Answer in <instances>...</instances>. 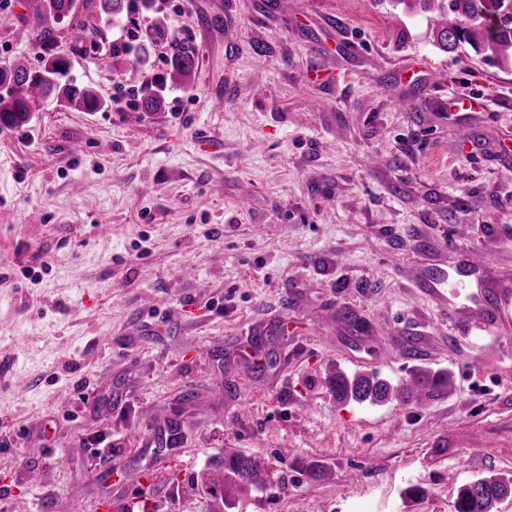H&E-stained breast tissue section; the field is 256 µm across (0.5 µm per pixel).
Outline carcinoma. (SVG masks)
<instances>
[{"label": "carcinoma", "mask_w": 512, "mask_h": 512, "mask_svg": "<svg viewBox=\"0 0 512 512\" xmlns=\"http://www.w3.org/2000/svg\"><path fill=\"white\" fill-rule=\"evenodd\" d=\"M418 5L423 11L436 10L448 21L435 29V45L454 53L468 45L486 58L512 65V5L507 0H397ZM36 24L32 36L47 48L55 42L54 25L71 18L80 10L78 0H29ZM95 11L100 21L122 23L131 32L128 44L112 47L111 62H124L139 71L152 66V50L170 41L172 34L166 23L165 8L158 0H96ZM151 13L154 20L140 26V15ZM193 47L175 45L166 60L165 74L135 103L133 111L154 113L161 109L168 84L190 76L196 65ZM71 62L48 51L39 71L18 62L0 64V127L19 128L30 124L40 101L53 97L70 108L95 112L104 107L97 95L75 84L70 76ZM448 376L440 373H416L398 385L377 373L352 377L338 372L329 381L336 401L351 400L372 404L396 401L418 405L425 399L447 393ZM263 458L243 453L224 455V468L208 472L201 478L204 492L228 507L239 495L264 487L268 481ZM512 497V475L478 477L461 486L454 502V512H495L496 505Z\"/></svg>", "instance_id": "carcinoma-1"}]
</instances>
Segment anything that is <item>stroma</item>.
Here are the masks:
<instances>
[{"label":"stroma","mask_w":512,"mask_h":512,"mask_svg":"<svg viewBox=\"0 0 512 512\" xmlns=\"http://www.w3.org/2000/svg\"><path fill=\"white\" fill-rule=\"evenodd\" d=\"M167 14L199 61L162 111L136 117L143 73L97 64L121 26L78 44L65 21L53 51L103 109L0 128V504L97 512L137 493L148 512H212L197 477L240 452L269 481L228 512H454L460 486L512 473V322L475 339L417 282L456 283L466 251L486 292L512 282V243L489 232L512 225V66L440 51L437 13L398 0ZM34 24L0 0V61L40 67ZM278 324L275 366L253 371L251 337ZM417 368L450 373L448 393L342 404L326 387Z\"/></svg>","instance_id":"1"}]
</instances>
